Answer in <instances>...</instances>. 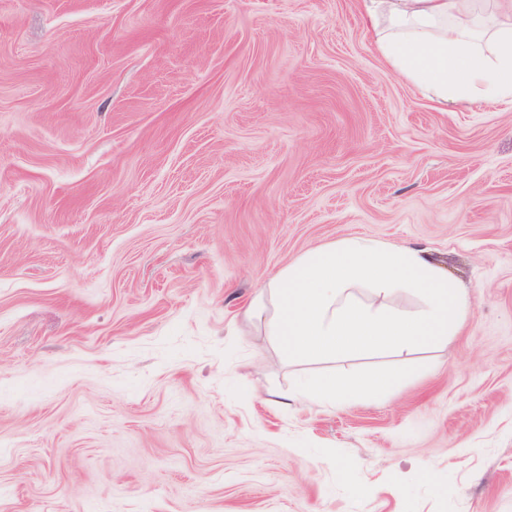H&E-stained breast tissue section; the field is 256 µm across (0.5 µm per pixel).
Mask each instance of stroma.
Returning <instances> with one entry per match:
<instances>
[{"instance_id":"1","label":"stroma","mask_w":512,"mask_h":512,"mask_svg":"<svg viewBox=\"0 0 512 512\" xmlns=\"http://www.w3.org/2000/svg\"><path fill=\"white\" fill-rule=\"evenodd\" d=\"M353 236L458 332L287 359L249 308ZM0 512H512V100L439 104L358 0H0ZM399 378L398 373L392 372L378 378L352 376L343 382H337L335 377L329 376L301 380L291 392H288V399L335 406L336 400L388 391L397 384Z\"/></svg>"}]
</instances>
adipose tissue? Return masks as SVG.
Masks as SVG:
<instances>
[{
	"mask_svg": "<svg viewBox=\"0 0 512 512\" xmlns=\"http://www.w3.org/2000/svg\"><path fill=\"white\" fill-rule=\"evenodd\" d=\"M379 53L436 100L461 105L477 98L512 97V0H496L500 22L483 51L471 0H361ZM369 300H360L359 290ZM414 291L418 305L393 300ZM273 313L264 329L291 359L338 358L387 349L437 345L471 312L469 295L420 247L391 248L354 237L308 251L272 277L266 288ZM398 373L325 376L300 381L296 401L324 406L392 389Z\"/></svg>",
	"mask_w": 512,
	"mask_h": 512,
	"instance_id": "obj_1",
	"label": "adipose tissue"
}]
</instances>
